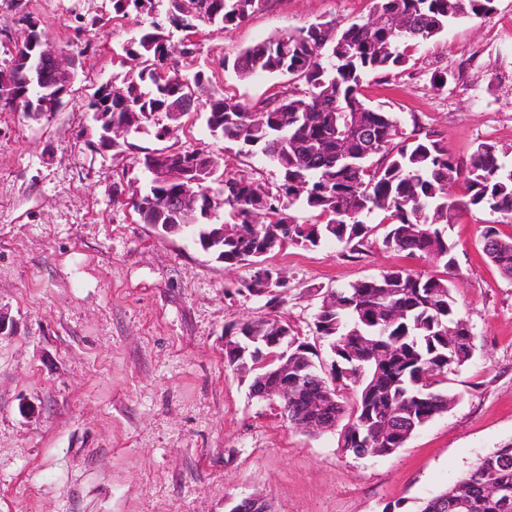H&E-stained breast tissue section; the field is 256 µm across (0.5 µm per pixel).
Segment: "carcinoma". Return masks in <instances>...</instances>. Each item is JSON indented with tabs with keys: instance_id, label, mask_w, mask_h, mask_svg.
Here are the masks:
<instances>
[{
	"instance_id": "1",
	"label": "carcinoma",
	"mask_w": 512,
	"mask_h": 512,
	"mask_svg": "<svg viewBox=\"0 0 512 512\" xmlns=\"http://www.w3.org/2000/svg\"><path fill=\"white\" fill-rule=\"evenodd\" d=\"M165 2L161 21L154 0H112L115 17L133 16L141 29L117 55L120 64H130L120 85L112 86L110 94L99 86V98L87 103L93 120L88 145L114 156L136 148L127 139L103 141L99 113L126 123L135 134L152 131L163 140L169 136L171 113H181L182 128L191 117L184 95L206 96L201 116L211 135L264 157L278 171L280 182L271 189L221 168L213 156L203 176L211 195L202 197L197 211L148 213L142 222L163 233L170 224H182L225 267H252L243 284L248 293L253 285L261 287L254 264H263L267 273L279 271L267 262L274 250L291 244L317 247L326 241L353 253L373 230L368 215L376 209L387 212L384 246L425 258L443 272L424 275L397 267L330 291L329 301L314 316L316 336L329 343L334 356L329 373L318 369L315 345L291 342L288 322L278 315L225 328L228 346L236 337L254 333L266 341L242 358L231 357L227 349L224 353L225 367L252 374L250 394L259 399L264 387L281 385L274 370L288 353L293 370L318 377L308 383L288 376V385L300 389L280 400L290 424L298 427L306 419L302 395L320 391L329 401L317 415L329 421L348 417L339 437L344 450L356 457L363 446L376 456L396 453L419 428L448 410V371L468 364L476 353L473 331L448 335V328L462 317L448 279L454 258L446 228L472 208L512 220V169L491 141L479 143L466 163L430 132L411 142L395 141L398 125L392 113L370 107L361 88L366 76L406 62L399 44L437 37L460 16L487 14L494 0H376L375 13H399L410 29L379 33L368 21L340 28L331 21L319 22L241 48L224 56V68L236 77L287 75L307 86L302 94L277 92L250 106L213 87L204 71L192 70L199 46L194 37L208 26L239 25L270 0ZM170 26L185 32L174 57L168 53L173 47L166 35ZM6 79L12 81L15 99H5L0 109L35 115L25 101L32 90L14 58L0 69V82ZM345 112L357 113L360 126L346 146L336 138L339 116ZM163 150L171 156L158 159L161 164L175 159L188 163L201 152L175 142ZM374 157L378 163L371 169L367 163ZM459 183L464 199L448 197ZM179 191L180 184L161 183L149 172L145 192L131 190L130 203L136 210L137 199L145 193ZM296 208L313 213L314 221L298 222ZM206 209L224 213V223L238 229L236 235L217 238L219 226L204 218ZM481 244L486 256L512 279V237L501 238L491 221L483 228ZM346 391L354 392L353 402H348ZM488 481L512 492V440L427 500L421 512H452L447 501L455 498L466 500L465 512H512V502L484 494Z\"/></svg>"
}]
</instances>
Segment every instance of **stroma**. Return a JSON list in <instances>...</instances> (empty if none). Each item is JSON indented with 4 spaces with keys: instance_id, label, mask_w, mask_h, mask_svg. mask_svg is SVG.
<instances>
[{
    "instance_id": "35a3bbf8",
    "label": "stroma",
    "mask_w": 512,
    "mask_h": 512,
    "mask_svg": "<svg viewBox=\"0 0 512 512\" xmlns=\"http://www.w3.org/2000/svg\"><path fill=\"white\" fill-rule=\"evenodd\" d=\"M26 3L82 67L62 111L38 120L0 112V512H228L229 499L252 494L274 512H420L512 438V280L481 250L488 212L448 230L452 294L477 343L474 359L449 375L456 401L393 455L346 453L338 431L296 428L225 368V326L271 315L263 299L232 295L248 269L225 268L191 235L159 236L131 205L113 202L115 171H140L80 135L89 97L112 79V54L138 23L114 19L111 0ZM373 13L374 0H271L239 26L204 28L197 65ZM95 15L104 28L75 37L79 18ZM402 49L405 66L365 78L368 103L392 113L400 132H433L464 162L480 142H496L512 168V0ZM216 78L246 104L287 83ZM176 136L267 186L278 181L261 156L212 137L203 120ZM383 219L370 215L376 230L355 253L325 243L270 256L288 278L282 314L296 337L315 342L322 370L333 356L311 327L327 290L393 267L433 270L383 245Z\"/></svg>"
}]
</instances>
